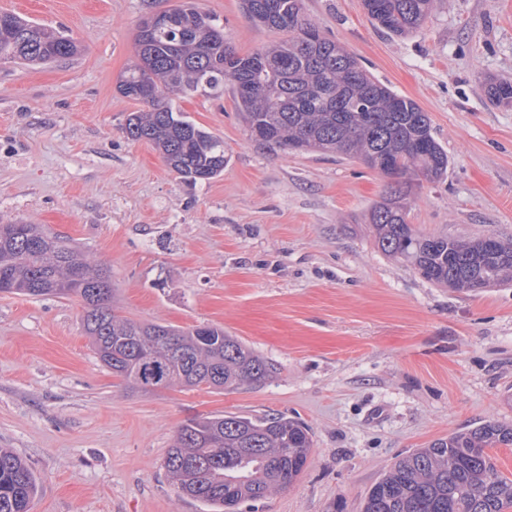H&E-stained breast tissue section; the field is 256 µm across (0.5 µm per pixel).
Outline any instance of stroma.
<instances>
[{
	"label": "stroma",
	"mask_w": 512,
	"mask_h": 512,
	"mask_svg": "<svg viewBox=\"0 0 512 512\" xmlns=\"http://www.w3.org/2000/svg\"><path fill=\"white\" fill-rule=\"evenodd\" d=\"M177 0H29L23 15L76 39L46 66L0 62V224H36L106 268L121 315L217 324L276 367L234 391L129 389L94 353L75 297L0 294V448L37 475L31 512H208L164 461L188 418L304 422V474L241 512H360L389 467L469 425H512V284L440 288L383 254L361 216L386 179L320 152L253 141L232 89L180 107L224 142V171L189 185L123 128L116 90L141 19ZM248 53L279 40L241 0H195ZM309 19L375 78L416 101L450 159L414 184L424 235L512 240V0H435L400 38L361 0H304ZM485 93L488 99L495 105H511L512 81L491 78L485 85Z\"/></svg>",
	"instance_id": "stroma-1"
}]
</instances>
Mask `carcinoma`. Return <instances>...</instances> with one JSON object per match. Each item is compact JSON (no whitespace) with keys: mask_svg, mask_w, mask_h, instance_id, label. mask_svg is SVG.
Wrapping results in <instances>:
<instances>
[{"mask_svg":"<svg viewBox=\"0 0 512 512\" xmlns=\"http://www.w3.org/2000/svg\"><path fill=\"white\" fill-rule=\"evenodd\" d=\"M432 2L363 0V7L381 28L402 37L422 26ZM242 10L250 22L284 38L241 54L190 0L166 9L170 25L137 29V61L117 84L122 96L142 105L126 120L127 136L151 144L186 183L215 178L224 171V141L185 115L178 101L218 97L230 85L237 111L265 148L332 153L389 179L364 216L385 255L456 291L511 282L512 241L424 236L407 221L405 200L414 182L448 174V153L433 137L428 114L325 36L305 14L303 0H242ZM79 52L71 38L0 13L1 61L48 64ZM485 93L495 105H511L512 81L491 78ZM0 293L80 298L97 358L134 390L154 388L152 362L163 389L233 390L259 386L275 372L220 326L178 328L119 315L107 271L34 224H0ZM312 446L310 428L288 417L191 418L178 427L165 469L179 494L211 512H239L242 503L293 484ZM501 447H512V425L485 421L417 448L370 488L362 512H505L512 506V479L488 452ZM36 490L29 465L0 448V512H29Z\"/></svg>","mask_w":512,"mask_h":512,"instance_id":"obj_1","label":"carcinoma"}]
</instances>
